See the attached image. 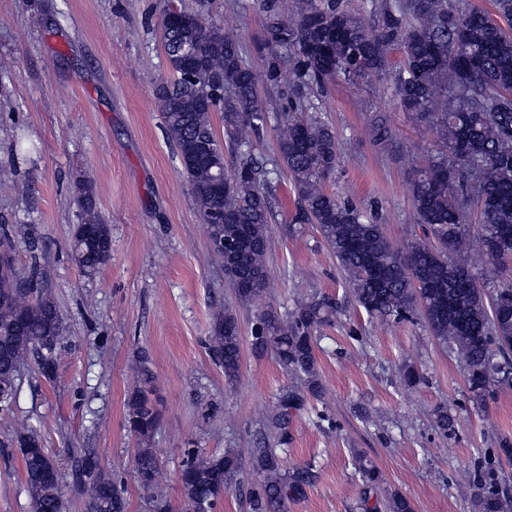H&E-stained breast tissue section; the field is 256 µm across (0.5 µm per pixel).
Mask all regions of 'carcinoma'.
I'll return each mask as SVG.
<instances>
[{
	"mask_svg": "<svg viewBox=\"0 0 512 512\" xmlns=\"http://www.w3.org/2000/svg\"><path fill=\"white\" fill-rule=\"evenodd\" d=\"M268 15L262 39L263 76L243 56L237 36L208 20L205 4L179 0L185 16L197 23L191 58H186L182 22H169L170 0H163L161 31L171 72L156 92L167 138L175 145L209 235L233 245L248 242L246 262L232 264L230 250H212L210 259L231 283L254 279L251 288L235 289L242 302L269 288L266 257L270 250L272 210L266 170L253 156L252 134L269 118L262 89L279 87L293 77L295 106L277 118L279 161L301 202L297 220L317 226L326 246L347 273L356 306L368 316L396 323L420 315L438 342L467 369L470 400L483 405L497 386L512 385V0H495L496 16L475 9L460 12L454 0H381L377 26L368 32L363 18L340 0H253ZM402 53L393 79L394 96L414 121L431 129L445 150L417 170L411 192L424 238L400 250L382 225L357 207L325 190L340 160V142L329 125L302 117L312 107L311 93L338 77L354 83L382 79L393 49ZM222 113L219 137L211 113ZM209 143L218 165L188 160L189 147ZM233 158L227 166L225 154ZM224 174V191L216 188ZM476 205L477 237L467 219ZM81 222L70 241L76 264L92 274L111 256L109 225L100 218L89 192L81 202ZM224 223L212 224L216 213ZM31 239L27 224H0V251ZM31 273L18 276L16 264L0 263V384L17 392L20 367L34 361L44 376L57 371L56 350L68 327L45 283L49 273L30 248ZM495 265L499 276L489 285L476 266ZM338 304L302 296L291 309L259 310L252 327L254 351L271 352L279 364L303 382L304 389H283L275 409L263 417L278 447L263 443L251 452L250 512H288L314 486L313 464L283 467L288 416L305 409L308 399L323 397L315 356L316 335L331 323ZM208 349L234 382L241 370L238 317L229 309L212 314ZM138 381L128 396L126 427L140 445L135 472L153 512H170L157 492V457L151 442L159 413L150 398L153 374L146 362L136 366ZM6 445L33 448L23 458L27 473L53 461L42 437L27 421L16 423ZM75 468L82 479L87 512H126L117 481L100 465L95 448H79ZM361 482L362 512H415L409 497L378 494L382 476L363 455L355 456ZM243 475L233 448L206 453L189 448L180 471L185 512H215L224 493ZM464 488L475 512H512V498L496 473L477 460ZM32 512H62L61 483L28 481Z\"/></svg>",
	"mask_w": 512,
	"mask_h": 512,
	"instance_id": "1",
	"label": "carcinoma"
}]
</instances>
